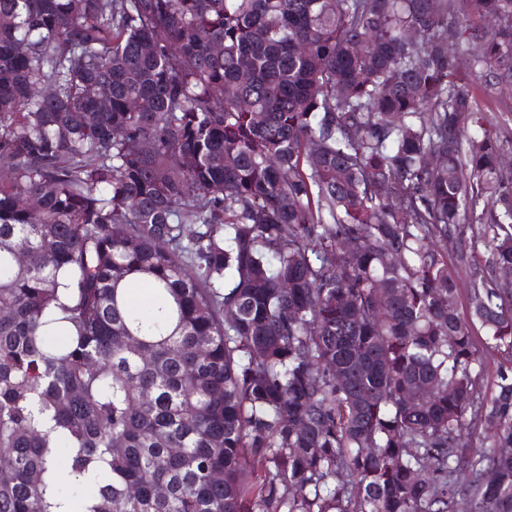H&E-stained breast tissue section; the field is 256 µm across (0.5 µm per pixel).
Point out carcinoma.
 Wrapping results in <instances>:
<instances>
[{
	"instance_id": "obj_1",
	"label": "carcinoma",
	"mask_w": 512,
	"mask_h": 512,
	"mask_svg": "<svg viewBox=\"0 0 512 512\" xmlns=\"http://www.w3.org/2000/svg\"><path fill=\"white\" fill-rule=\"evenodd\" d=\"M463 58L512 0H0V512H512Z\"/></svg>"
}]
</instances>
